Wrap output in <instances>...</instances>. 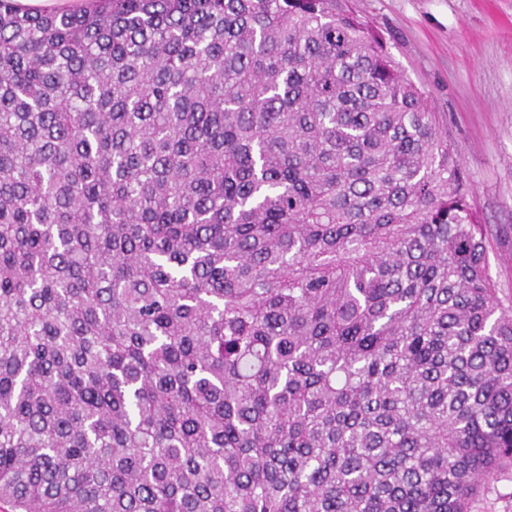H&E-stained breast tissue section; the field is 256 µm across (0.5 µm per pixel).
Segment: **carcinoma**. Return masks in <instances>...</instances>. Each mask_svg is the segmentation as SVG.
Returning <instances> with one entry per match:
<instances>
[{"instance_id":"cac0c4a2","label":"carcinoma","mask_w":512,"mask_h":512,"mask_svg":"<svg viewBox=\"0 0 512 512\" xmlns=\"http://www.w3.org/2000/svg\"><path fill=\"white\" fill-rule=\"evenodd\" d=\"M344 0H0V502L472 512L512 306Z\"/></svg>"}]
</instances>
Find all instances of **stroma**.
Returning <instances> with one entry per match:
<instances>
[{
    "instance_id": "stroma-1",
    "label": "stroma",
    "mask_w": 512,
    "mask_h": 512,
    "mask_svg": "<svg viewBox=\"0 0 512 512\" xmlns=\"http://www.w3.org/2000/svg\"><path fill=\"white\" fill-rule=\"evenodd\" d=\"M407 76L443 113L494 231L488 260L512 301V0H354Z\"/></svg>"
}]
</instances>
